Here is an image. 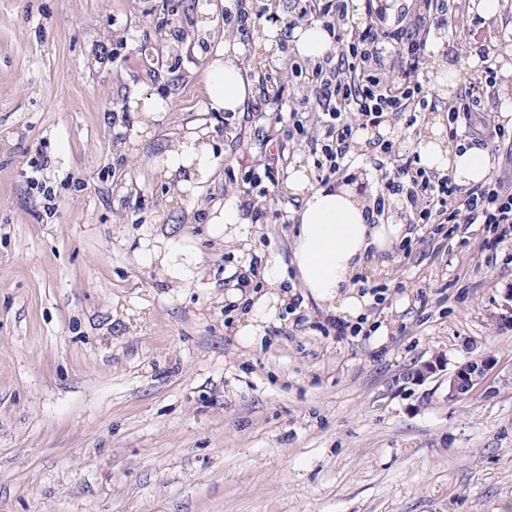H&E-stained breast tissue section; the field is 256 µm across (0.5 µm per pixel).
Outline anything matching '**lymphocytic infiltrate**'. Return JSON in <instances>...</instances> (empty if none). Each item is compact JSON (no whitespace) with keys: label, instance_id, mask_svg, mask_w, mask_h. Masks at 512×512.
I'll return each mask as SVG.
<instances>
[{"label":"lymphocytic infiltrate","instance_id":"f902f5d3","mask_svg":"<svg viewBox=\"0 0 512 512\" xmlns=\"http://www.w3.org/2000/svg\"><path fill=\"white\" fill-rule=\"evenodd\" d=\"M277 0H235L224 15L230 38L249 39L256 19L274 11ZM466 0H293L291 26L320 24L334 39L333 50L304 64L286 55L283 67L265 71L258 83L265 103L287 110L283 138L256 140L257 160L234 191L252 223L282 224L288 213L261 205L279 181L283 161L295 144L313 160L315 182L338 186L357 171L373 176L366 199L370 224H404L413 241L448 239L481 224L488 229L484 249L512 237V127L501 123L489 98L497 84L498 38L472 41L471 56L484 68L475 82H464L455 103H447L428 76L427 51L437 30L455 33L477 24ZM445 117L454 145L489 150L494 168L474 184L422 165L405 138L421 130L435 113ZM400 129L399 137H375L377 129Z\"/></svg>","mask_w":512,"mask_h":512}]
</instances>
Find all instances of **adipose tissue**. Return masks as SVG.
Returning <instances> with one entry per match:
<instances>
[{"label":"adipose tissue","mask_w":512,"mask_h":512,"mask_svg":"<svg viewBox=\"0 0 512 512\" xmlns=\"http://www.w3.org/2000/svg\"><path fill=\"white\" fill-rule=\"evenodd\" d=\"M239 47L235 42L219 43L207 69V93L212 111H244L251 92L245 70L238 62ZM423 164L452 172L462 184L484 181L490 174L488 155L479 149L461 152L444 150L432 144L422 149ZM170 173H184L189 184L205 182L213 172L209 148L197 142L179 144L161 161ZM304 174L295 171L291 177L294 192L303 199L294 226L293 259L298 278L309 296L325 307L329 317L352 321L359 318L368 304L351 285V277L367 262L377 261L380 253L389 251L404 235L401 224H369L355 193L347 187L305 189ZM213 234L228 242L247 240L253 226L241 212L236 198H228L211 219ZM280 255L273 254L262 262L263 279L268 289L244 314L237 330L243 347L263 344L267 330L278 321V309L286 302L282 291L284 277Z\"/></svg>","instance_id":"adipose-tissue-1"}]
</instances>
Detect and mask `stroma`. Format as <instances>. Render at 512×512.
I'll use <instances>...</instances> for the list:
<instances>
[{
	"label": "stroma",
	"mask_w": 512,
	"mask_h": 512,
	"mask_svg": "<svg viewBox=\"0 0 512 512\" xmlns=\"http://www.w3.org/2000/svg\"><path fill=\"white\" fill-rule=\"evenodd\" d=\"M233 7L0 0V512H512V240L482 252L476 224L388 255L376 336L326 333L308 298L262 348L235 341L237 277L292 227L245 252L208 232L255 131L280 128L208 106ZM140 95L167 104L146 125ZM191 139L215 173L179 199L159 162ZM168 242L198 259L187 281L146 261ZM480 357L462 400L409 380Z\"/></svg>",
	"instance_id": "obj_1"
}]
</instances>
